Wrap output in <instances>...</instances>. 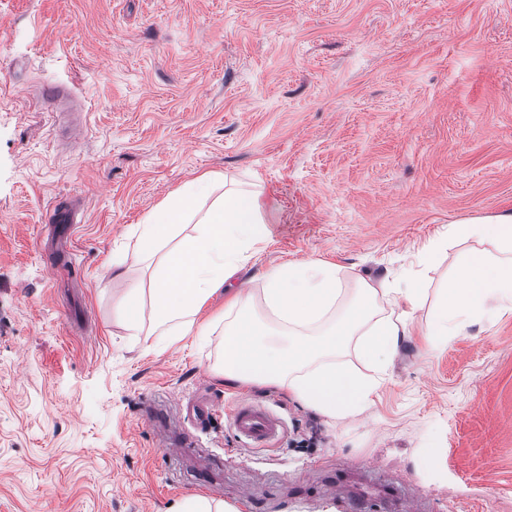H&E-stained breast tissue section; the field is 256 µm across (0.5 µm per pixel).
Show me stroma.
Returning <instances> with one entry per match:
<instances>
[{
    "label": "stroma",
    "mask_w": 512,
    "mask_h": 512,
    "mask_svg": "<svg viewBox=\"0 0 512 512\" xmlns=\"http://www.w3.org/2000/svg\"><path fill=\"white\" fill-rule=\"evenodd\" d=\"M50 82L85 117L69 145ZM207 172L263 190L270 240L203 321L268 266L323 260L353 289L452 222L512 213V0H0V512H171L202 457L226 512H345L346 490L358 512H512V311L430 352L421 335L463 245L434 256L352 423L213 376L221 333L159 353L128 335L114 306L151 286L134 226ZM61 200L82 219L68 256ZM243 400L280 418L268 447L236 434ZM154 410L191 437L184 465Z\"/></svg>",
    "instance_id": "obj_1"
}]
</instances>
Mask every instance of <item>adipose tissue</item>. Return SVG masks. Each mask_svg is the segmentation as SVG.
Segmentation results:
<instances>
[{"label":"adipose tissue","instance_id":"obj_1","mask_svg":"<svg viewBox=\"0 0 512 512\" xmlns=\"http://www.w3.org/2000/svg\"><path fill=\"white\" fill-rule=\"evenodd\" d=\"M205 173L152 208L136 225L135 248L158 257L150 290L129 288L119 315L131 336L151 326L178 340L224 330V360L213 372L240 383L269 384L331 420L361 414L373 401L400 338L421 303L432 255L449 240L470 249L455 279L442 292L425 332L429 343L447 341L469 322L512 309V213L474 217L449 224L431 240L420 268L401 286L359 282L346 297L336 265L315 259L288 261L262 273L263 303L281 324L285 343L266 337L252 298L240 293L224 308L223 321L201 325L205 302L235 270L248 263L257 243L268 241L260 193L223 190ZM196 223L194 235L181 225ZM356 347L371 372L339 367L337 356Z\"/></svg>","mask_w":512,"mask_h":512}]
</instances>
